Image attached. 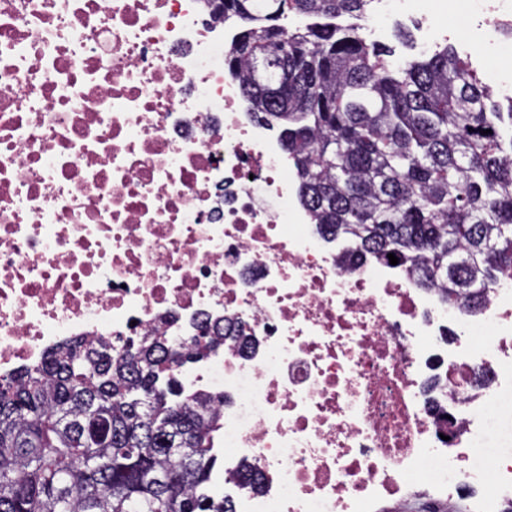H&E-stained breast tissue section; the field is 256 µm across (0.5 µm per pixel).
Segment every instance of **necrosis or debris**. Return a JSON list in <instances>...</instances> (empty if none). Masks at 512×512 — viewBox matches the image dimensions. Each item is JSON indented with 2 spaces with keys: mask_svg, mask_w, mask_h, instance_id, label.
Returning a JSON list of instances; mask_svg holds the SVG:
<instances>
[{
  "mask_svg": "<svg viewBox=\"0 0 512 512\" xmlns=\"http://www.w3.org/2000/svg\"><path fill=\"white\" fill-rule=\"evenodd\" d=\"M207 14L0 0V377L70 339L178 348L225 318L255 351L226 342L180 382L224 399L212 489L235 512H371L463 477L492 512L512 491V447L487 437L512 424V272L467 310L327 246L280 138L239 109L237 27ZM437 358L455 399L425 392ZM246 464L263 491L241 486Z\"/></svg>",
  "mask_w": 512,
  "mask_h": 512,
  "instance_id": "4bbe7bcc",
  "label": "necrosis or debris"
}]
</instances>
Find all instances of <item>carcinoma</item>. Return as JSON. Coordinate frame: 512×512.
<instances>
[{"mask_svg":"<svg viewBox=\"0 0 512 512\" xmlns=\"http://www.w3.org/2000/svg\"><path fill=\"white\" fill-rule=\"evenodd\" d=\"M375 2L222 0L244 19L225 69L279 126L318 235L468 306L512 271V97L447 44L389 63L366 36ZM233 332L65 343L0 378V512H234L209 490L216 399L177 377Z\"/></svg>","mask_w":512,"mask_h":512,"instance_id":"1","label":"carcinoma"}]
</instances>
